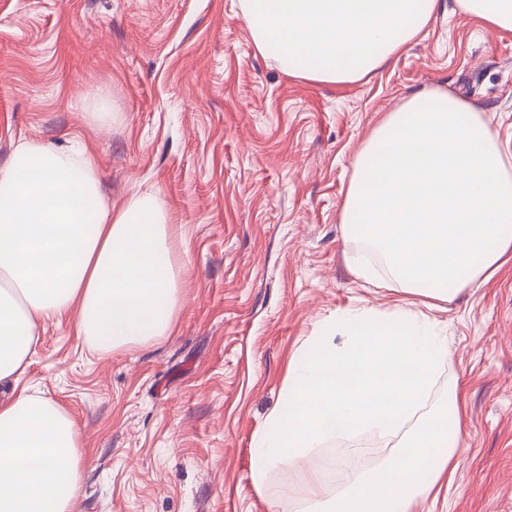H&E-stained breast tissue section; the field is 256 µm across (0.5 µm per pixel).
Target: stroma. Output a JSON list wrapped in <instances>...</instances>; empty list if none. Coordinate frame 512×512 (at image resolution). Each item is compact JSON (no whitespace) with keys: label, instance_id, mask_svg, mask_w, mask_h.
I'll return each instance as SVG.
<instances>
[{"label":"stroma","instance_id":"obj_1","mask_svg":"<svg viewBox=\"0 0 512 512\" xmlns=\"http://www.w3.org/2000/svg\"><path fill=\"white\" fill-rule=\"evenodd\" d=\"M424 89L470 101L512 153V31L455 0L339 84L262 55L240 0H0V164L22 141L91 142L106 200L158 191L178 247L170 336L100 353L54 316L22 379L79 428V512H302L321 462L344 473L333 496L393 455L364 434L251 477L254 439L319 324L411 300L351 274L342 209L371 132ZM429 316L451 358L433 395L459 380L468 435L452 481L411 512H512V259Z\"/></svg>","mask_w":512,"mask_h":512}]
</instances>
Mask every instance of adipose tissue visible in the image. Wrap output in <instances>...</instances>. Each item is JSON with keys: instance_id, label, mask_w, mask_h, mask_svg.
Returning a JSON list of instances; mask_svg holds the SVG:
<instances>
[{"instance_id": "adipose-tissue-1", "label": "adipose tissue", "mask_w": 512, "mask_h": 512, "mask_svg": "<svg viewBox=\"0 0 512 512\" xmlns=\"http://www.w3.org/2000/svg\"><path fill=\"white\" fill-rule=\"evenodd\" d=\"M256 47L289 73L355 81L381 67L434 18L438 0H242ZM169 212L155 192L109 205L89 149L25 141L0 165V512H78L86 462L61 405L20 389L41 323L74 314V332L109 352L171 334L181 298ZM385 272L361 252L351 273L381 275L424 301L489 280L512 251V179L501 147L467 101L411 96L359 154L343 208ZM446 337L424 313L359 310L323 321L294 354L279 406L256 438L252 478L365 431L398 440L384 464L311 512H410L458 466L466 427L460 387L431 399Z\"/></svg>"}]
</instances>
